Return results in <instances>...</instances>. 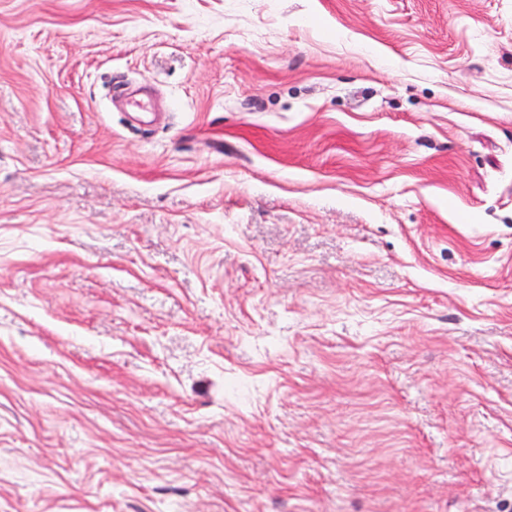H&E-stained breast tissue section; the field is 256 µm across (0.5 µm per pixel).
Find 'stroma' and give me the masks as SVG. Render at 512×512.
I'll return each instance as SVG.
<instances>
[{
  "label": "stroma",
  "mask_w": 512,
  "mask_h": 512,
  "mask_svg": "<svg viewBox=\"0 0 512 512\" xmlns=\"http://www.w3.org/2000/svg\"><path fill=\"white\" fill-rule=\"evenodd\" d=\"M0 512H512V0H0Z\"/></svg>",
  "instance_id": "35a3bbf8"
}]
</instances>
